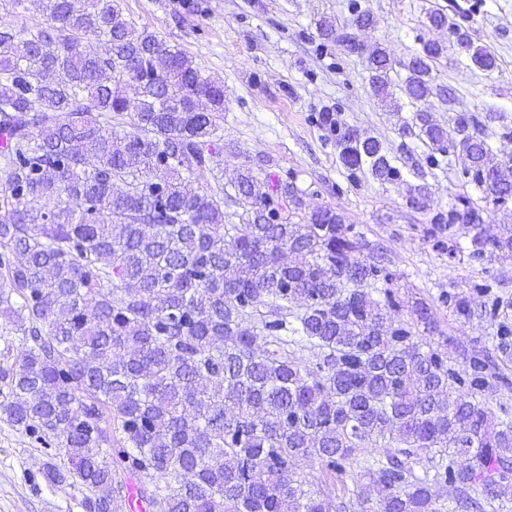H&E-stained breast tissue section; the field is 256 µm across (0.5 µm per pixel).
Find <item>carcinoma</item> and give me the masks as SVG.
Here are the masks:
<instances>
[{
	"label": "carcinoma",
	"mask_w": 512,
	"mask_h": 512,
	"mask_svg": "<svg viewBox=\"0 0 512 512\" xmlns=\"http://www.w3.org/2000/svg\"><path fill=\"white\" fill-rule=\"evenodd\" d=\"M40 7L44 22L0 23V315L18 341L0 362V415L52 451L45 478L90 491L87 512H125L134 480L148 512H346L293 470L305 459L325 479L360 476L358 512H508L512 416L483 397L508 381L512 324L493 349H466L437 314L497 320L493 284L475 285L478 309L450 290L409 303L383 247L329 206L303 214L295 181L268 187L241 164L195 184L221 151L224 84L137 28L123 0ZM352 12L319 35L368 53L386 98L392 62L362 47L350 29L374 19ZM427 19L497 67L445 13ZM447 51L425 43L404 64L409 98L434 94ZM127 115L132 130H116ZM413 126L431 165L451 154L487 202L512 197L469 119L420 111ZM337 147L352 176L400 178L375 138L348 129ZM430 237L450 260L512 257V228L492 232L467 197Z\"/></svg>",
	"instance_id": "carcinoma-1"
}]
</instances>
